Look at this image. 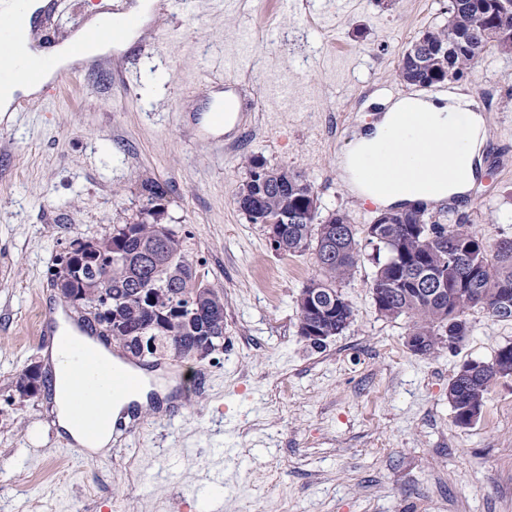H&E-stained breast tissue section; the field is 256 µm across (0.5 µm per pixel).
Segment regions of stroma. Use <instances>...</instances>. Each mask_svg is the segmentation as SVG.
Here are the masks:
<instances>
[{"mask_svg": "<svg viewBox=\"0 0 512 512\" xmlns=\"http://www.w3.org/2000/svg\"><path fill=\"white\" fill-rule=\"evenodd\" d=\"M110 0H57L37 27L65 43ZM448 0H192L154 15L128 49L29 112H0V512H512V377L496 380L474 425L455 424L448 383L491 361L512 322L470 310L457 348L414 353L406 317L381 316L374 267L340 290L351 325L314 348L297 299L314 251L277 253L235 197L246 161L300 172L321 215L364 229L378 206L352 193L337 158L388 99L464 95L485 118L476 179L427 212L467 218L487 250L512 238V55L463 79L415 88L396 75ZM244 107L217 135L206 118L225 85ZM166 190L165 221L224 295V347L170 359L180 414L152 392L128 442L93 453L61 437L48 390L24 400L18 373L44 365L33 311L62 299L50 270L69 243L141 209L144 179Z\"/></svg>", "mask_w": 512, "mask_h": 512, "instance_id": "stroma-1", "label": "stroma"}]
</instances>
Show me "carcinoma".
Listing matches in <instances>:
<instances>
[{
	"mask_svg": "<svg viewBox=\"0 0 512 512\" xmlns=\"http://www.w3.org/2000/svg\"><path fill=\"white\" fill-rule=\"evenodd\" d=\"M448 22L422 32L398 60L400 79L422 88L458 81L490 52L512 55V0H448ZM261 167L265 178H247L236 203L253 224L276 223L277 247L283 254L314 249L320 274L298 297L300 317L335 336L347 329L353 310L337 284L349 279L361 261L362 247L348 214L320 218L312 184L301 174L271 168L257 157L248 171ZM145 204L137 219L112 228L98 239L100 253L65 260L68 275L53 273L52 284L64 299L78 303L87 326L110 327L115 344L135 357L164 356L188 360L224 339V301L220 291L197 275L185 237L163 223L159 206L165 189L157 181L142 183ZM375 264L372 297L384 317L411 320V335L421 338L417 353L428 354L449 342L461 344L470 333L468 311L483 308L496 321L512 322V239L488 253L483 238L462 221L441 224L418 206L388 210L366 228ZM105 288L109 305L92 294ZM443 289L432 296V289ZM512 376V346L498 350L490 362L468 363L448 383L454 421L461 427L482 413L490 383ZM47 378L30 365L16 377L18 387Z\"/></svg>",
	"mask_w": 512,
	"mask_h": 512,
	"instance_id": "1",
	"label": "carcinoma"
}]
</instances>
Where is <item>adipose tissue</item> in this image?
Masks as SVG:
<instances>
[{
    "mask_svg": "<svg viewBox=\"0 0 512 512\" xmlns=\"http://www.w3.org/2000/svg\"><path fill=\"white\" fill-rule=\"evenodd\" d=\"M43 7L42 0H29L19 27L0 40L1 64L13 65L29 55L31 21ZM484 139L485 118L467 106L463 95L401 97L355 133L340 165L350 190L381 206L459 199L473 185L475 158ZM68 341V336H56L50 350L56 422L78 444L98 452L108 447L112 432L105 429L86 437L71 421L74 404L84 401L90 411L113 420L130 406L147 403L150 386L81 398L70 385L79 362Z\"/></svg>",
    "mask_w": 512,
    "mask_h": 512,
    "instance_id": "ef3b65f1",
    "label": "adipose tissue"
}]
</instances>
